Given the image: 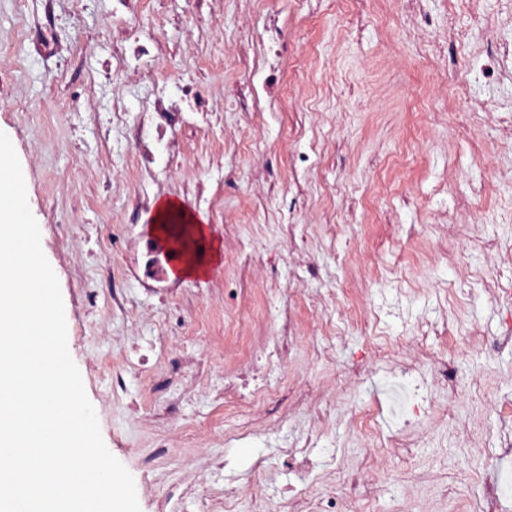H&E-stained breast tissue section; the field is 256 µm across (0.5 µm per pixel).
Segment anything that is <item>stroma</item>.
<instances>
[{
	"instance_id": "obj_1",
	"label": "stroma",
	"mask_w": 512,
	"mask_h": 512,
	"mask_svg": "<svg viewBox=\"0 0 512 512\" xmlns=\"http://www.w3.org/2000/svg\"><path fill=\"white\" fill-rule=\"evenodd\" d=\"M241 7L223 0L213 15L192 0H0V131L19 157L68 350L107 449L132 475L141 512H212L226 498L233 512H253L258 494L283 506L297 482L284 452L310 434L309 413L283 409L373 342L401 345L419 323L445 321L446 341L425 344H447L448 378L410 376L426 406L420 441L383 457L367 508L484 512L495 485L499 512H512V452L502 450L512 439V350L466 345L471 326L498 336L512 321V307L484 291L496 278L512 284V146L500 141L501 123H512V0H482L483 26L465 0H419L422 39L376 0H362L354 24L341 0H253L258 17L277 12L288 39L274 41L246 93L245 61L228 52L247 41ZM123 19L159 53L116 59ZM451 31L456 42L433 55ZM183 80L202 107L176 134V176H149L129 133ZM138 196L148 205L136 211ZM166 198L205 215L222 259L206 277L145 288L131 253L150 240V204ZM465 198L474 235L507 262L487 269L460 239L454 248L472 271L462 280L426 250ZM387 224L399 235L386 237ZM292 243L313 250L316 272L289 263ZM365 259L380 315L369 332L347 318ZM331 296L335 305L318 309ZM284 318L296 347L287 366L262 372L276 432L258 436L249 410L225 402L224 368ZM399 377L381 360L324 407L309 502H327L343 473L370 463L355 414L384 438L403 428ZM189 469L203 480L193 493Z\"/></svg>"
}]
</instances>
